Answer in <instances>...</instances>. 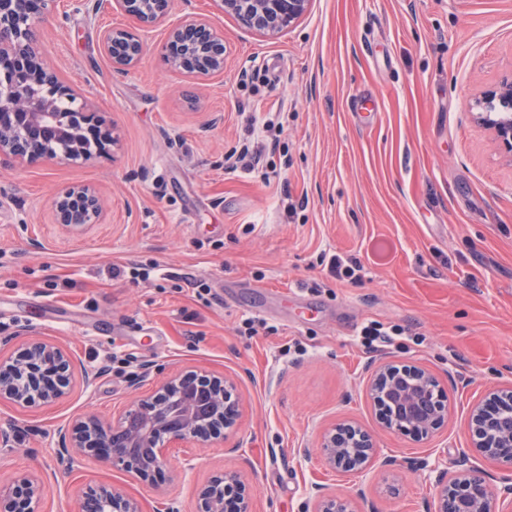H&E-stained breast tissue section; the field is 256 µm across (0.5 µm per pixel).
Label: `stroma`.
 I'll list each match as a JSON object with an SVG mask.
<instances>
[{
	"instance_id": "obj_1",
	"label": "stroma",
	"mask_w": 512,
	"mask_h": 512,
	"mask_svg": "<svg viewBox=\"0 0 512 512\" xmlns=\"http://www.w3.org/2000/svg\"><path fill=\"white\" fill-rule=\"evenodd\" d=\"M91 2L57 0L36 46L118 142L80 164L0 159V355L49 340L100 376L52 403L0 400L16 448L0 471L39 477L46 512H68L89 480L122 485L141 512H164L162 489L192 512L225 469L246 472L254 512H302L315 483L363 489L361 512H427L426 463L458 464L470 407L512 383V160L471 115L481 91L512 81V0H313L274 36L218 0H174L125 73L100 36L133 21L112 0ZM188 16L223 31V74L169 68L166 31ZM271 112L283 130L258 171L225 169L249 118ZM74 186L100 194L99 223H55L53 197ZM337 253L361 263L360 280L330 275ZM116 264L161 273L134 282L113 277ZM247 319L262 322L257 335H243ZM373 321L403 333L367 349L360 329ZM382 360L438 377L448 420L432 439L382 427L366 394ZM173 370L230 376L242 403L221 447L171 449L174 462L194 460L180 484L96 457L60 463L58 428L118 415ZM346 422L372 434L386 466H325L318 436ZM389 475L399 495L383 491Z\"/></svg>"
}]
</instances>
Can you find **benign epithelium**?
<instances>
[{
  "instance_id": "7a95c632",
  "label": "benign epithelium",
  "mask_w": 512,
  "mask_h": 512,
  "mask_svg": "<svg viewBox=\"0 0 512 512\" xmlns=\"http://www.w3.org/2000/svg\"><path fill=\"white\" fill-rule=\"evenodd\" d=\"M136 26L107 30L101 48L112 66L128 70L144 51V28L165 18L173 0H117ZM312 0H222L224 12L249 28L275 35L305 16ZM55 0H0V156L19 163L92 157L81 120L95 121L86 98L62 82L35 48L34 33ZM165 58L171 68L196 76L224 73V36L210 24L186 18L166 33ZM475 121L512 157V82L486 92L473 103ZM56 223L80 229L100 221V196L88 186L71 187L53 203ZM73 363L47 341L27 344L11 357L0 356V399L18 406L51 402L68 394ZM235 383L197 371L174 372L154 391L140 395L116 420L88 414L59 432L58 451L73 463L86 454L99 456L134 478L169 466L171 443L207 448L233 434L241 417ZM367 393L383 427L432 438L444 425L448 405L438 378L421 365L381 362L373 370ZM512 385L496 389L469 413L472 456L512 468ZM323 463L336 471L364 473L378 457L373 437L361 427L342 423L318 442ZM434 488L431 512H512V484L493 488L478 469L452 471L439 457L429 465ZM238 491L236 512H253L246 474L225 470L199 490L194 512H224V494ZM46 489L35 475L16 472L0 478L6 512H43ZM310 512H358L353 498L311 487ZM75 512H140L139 502L122 489L89 482Z\"/></svg>"
}]
</instances>
